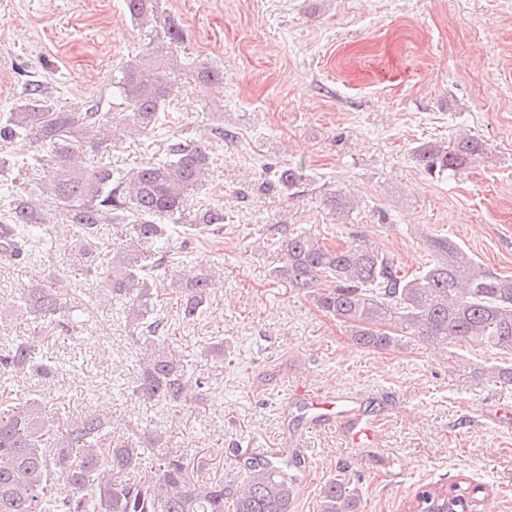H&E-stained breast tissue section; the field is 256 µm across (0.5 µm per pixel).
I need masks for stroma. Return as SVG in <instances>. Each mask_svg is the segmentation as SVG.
Here are the masks:
<instances>
[{"instance_id": "1", "label": "stroma", "mask_w": 512, "mask_h": 512, "mask_svg": "<svg viewBox=\"0 0 512 512\" xmlns=\"http://www.w3.org/2000/svg\"><path fill=\"white\" fill-rule=\"evenodd\" d=\"M185 33L187 58L223 69L220 84L175 88L154 133L128 135L104 158L129 170L161 157L176 131L205 140L212 171L195 208L224 206L225 222L171 224L157 248L166 273L217 270L200 318L180 300L163 310L168 342L203 386L177 406L119 397L135 372L125 320L101 299L60 237L51 252L0 263V343L26 333L16 309L32 282L58 269L88 321L79 338L42 327L49 356L77 372L12 378L18 402L53 398L77 414L106 410L112 433L137 431L147 448L186 453L239 484L247 458L297 452L303 480L293 512H320L321 490L359 476L361 512H405L424 484L483 486L512 512V383L502 362L469 344L432 351L408 338L386 350L357 345L346 327L272 271L268 247L287 224L333 247L364 237L406 272L429 264L430 240L452 239L486 269L512 275V0H162ZM123 0H0V109L40 81L66 107L112 99V69L142 50ZM234 138L213 136L215 127ZM467 134L486 152L464 173L428 176L415 147ZM302 166L295 195L261 193L263 168ZM349 201L332 209L331 195ZM309 395L356 401L366 434L321 427Z\"/></svg>"}]
</instances>
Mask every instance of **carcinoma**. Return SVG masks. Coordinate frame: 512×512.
Instances as JSON below:
<instances>
[{
    "label": "carcinoma",
    "instance_id": "carcinoma-1",
    "mask_svg": "<svg viewBox=\"0 0 512 512\" xmlns=\"http://www.w3.org/2000/svg\"><path fill=\"white\" fill-rule=\"evenodd\" d=\"M131 23L151 28L156 39L112 73L115 105L89 110L60 106L31 85L0 116V141L39 146L37 190L16 187L6 205L10 236H0V254L29 255L33 232L51 238L53 223L74 227L75 256L87 272L112 284L111 301L137 326V380L131 395L178 404L202 386L161 336L157 318L166 288L150 281L157 271L153 254L140 249L163 238L162 219L181 223L193 215L201 230L224 223V206L191 210L193 193L211 165L207 146L181 133L166 143L165 158L130 171L104 162L90 164L86 153L103 155L108 142L127 129L152 134L172 93L168 62L177 58L182 30L160 21V0H123ZM187 82L224 81V71L186 61ZM484 154L469 136L445 145L416 147L415 159L431 177L457 175ZM305 181L300 166H280L260 175L263 191L290 192ZM110 224L121 242L99 247L98 225ZM281 256L275 276L299 293L314 294L317 305L347 324L355 342L385 350L413 337L434 347L461 343L512 352V275L492 273L456 242L431 240L434 259L415 275L365 239L327 248L306 230H283L272 239ZM209 275L184 269L172 284L182 297L181 316L197 320L211 296ZM19 308L40 323L67 333L84 325L68 292L37 283L22 292ZM31 371L39 376L76 371L52 360L35 341L16 337L0 349V377ZM299 456L251 457L240 486L210 477L203 463L191 468L185 455L156 451L145 456L136 434L112 437L107 415L61 413L39 397L25 403L0 394V512H293L301 477ZM347 476L328 480L321 512H359ZM484 488L461 481L448 487L422 485L407 512H482Z\"/></svg>",
    "mask_w": 512,
    "mask_h": 512
}]
</instances>
